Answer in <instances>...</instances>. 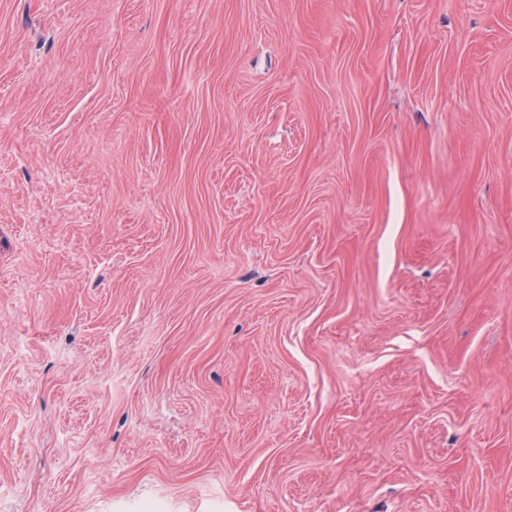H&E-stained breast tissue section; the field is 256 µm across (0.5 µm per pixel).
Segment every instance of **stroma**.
<instances>
[{"instance_id":"1","label":"stroma","mask_w":512,"mask_h":512,"mask_svg":"<svg viewBox=\"0 0 512 512\" xmlns=\"http://www.w3.org/2000/svg\"><path fill=\"white\" fill-rule=\"evenodd\" d=\"M512 512V0H0V512Z\"/></svg>"}]
</instances>
